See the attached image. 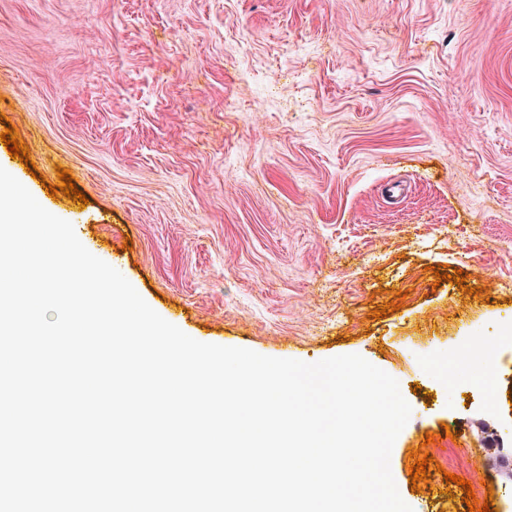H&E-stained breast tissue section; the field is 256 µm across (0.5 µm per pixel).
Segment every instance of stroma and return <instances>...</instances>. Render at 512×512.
Wrapping results in <instances>:
<instances>
[{"label": "stroma", "mask_w": 512, "mask_h": 512, "mask_svg": "<svg viewBox=\"0 0 512 512\" xmlns=\"http://www.w3.org/2000/svg\"><path fill=\"white\" fill-rule=\"evenodd\" d=\"M9 126L34 198L67 169L80 242L188 336L395 378L413 512H468L448 472L512 512V0H0Z\"/></svg>", "instance_id": "1"}]
</instances>
